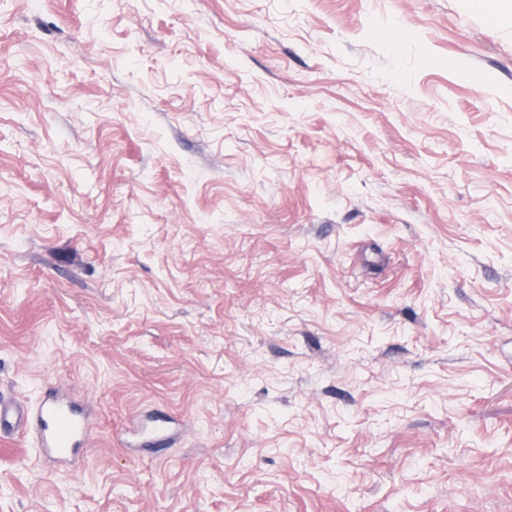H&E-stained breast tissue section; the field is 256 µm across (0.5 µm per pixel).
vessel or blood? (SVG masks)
Returning a JSON list of instances; mask_svg holds the SVG:
<instances>
[{
    "label": "vessel or blood",
    "mask_w": 512,
    "mask_h": 512,
    "mask_svg": "<svg viewBox=\"0 0 512 512\" xmlns=\"http://www.w3.org/2000/svg\"><path fill=\"white\" fill-rule=\"evenodd\" d=\"M40 448L61 462L78 454L90 431L85 408L66 393H45L31 415Z\"/></svg>",
    "instance_id": "b4317fda"
}]
</instances>
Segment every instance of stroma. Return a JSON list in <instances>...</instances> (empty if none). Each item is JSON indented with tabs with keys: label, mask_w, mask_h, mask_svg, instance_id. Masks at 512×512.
Wrapping results in <instances>:
<instances>
[{
	"label": "stroma",
	"mask_w": 512,
	"mask_h": 512,
	"mask_svg": "<svg viewBox=\"0 0 512 512\" xmlns=\"http://www.w3.org/2000/svg\"><path fill=\"white\" fill-rule=\"evenodd\" d=\"M52 387L82 464L12 435L0 512H512V0H0V398Z\"/></svg>",
	"instance_id": "1"
}]
</instances>
